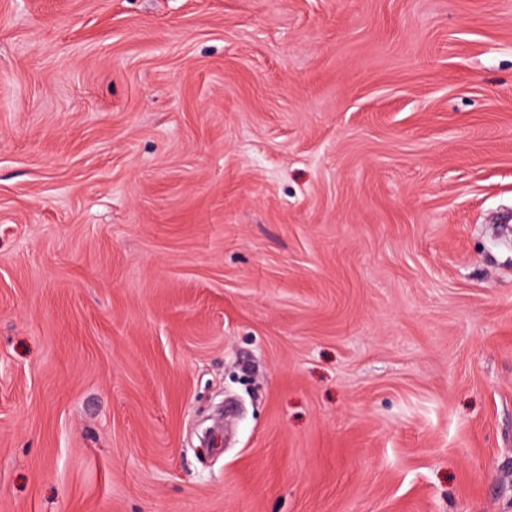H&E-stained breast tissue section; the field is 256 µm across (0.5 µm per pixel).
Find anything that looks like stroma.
Masks as SVG:
<instances>
[{
    "instance_id": "1",
    "label": "stroma",
    "mask_w": 512,
    "mask_h": 512,
    "mask_svg": "<svg viewBox=\"0 0 512 512\" xmlns=\"http://www.w3.org/2000/svg\"><path fill=\"white\" fill-rule=\"evenodd\" d=\"M512 0H0V512H512Z\"/></svg>"
}]
</instances>
